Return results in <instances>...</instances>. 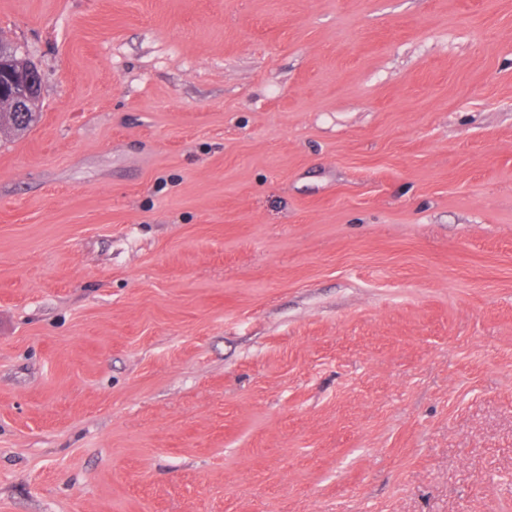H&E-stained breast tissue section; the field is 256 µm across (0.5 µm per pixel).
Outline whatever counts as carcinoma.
Returning a JSON list of instances; mask_svg holds the SVG:
<instances>
[{"label": "carcinoma", "mask_w": 512, "mask_h": 512, "mask_svg": "<svg viewBox=\"0 0 512 512\" xmlns=\"http://www.w3.org/2000/svg\"><path fill=\"white\" fill-rule=\"evenodd\" d=\"M37 76L36 68L22 57L18 48L7 42L0 47V130L7 127L21 133L37 124L40 118L41 87H36L26 102L27 111L18 112L13 109V94L17 83H32Z\"/></svg>", "instance_id": "obj_1"}]
</instances>
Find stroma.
<instances>
[{"label":"stroma","mask_w":512,"mask_h":512,"mask_svg":"<svg viewBox=\"0 0 512 512\" xmlns=\"http://www.w3.org/2000/svg\"><path fill=\"white\" fill-rule=\"evenodd\" d=\"M0 512H512V0H0ZM38 75L36 68L22 57L17 47L4 42L1 48L0 40V130L7 127L21 133L37 124L41 114L39 112L41 83L37 85L34 92L32 90L35 86L31 88L30 85ZM18 81H28L18 85L17 88L16 105L20 112L13 109V94ZM31 92V97L27 101ZM24 103L29 112L25 111Z\"/></svg>","instance_id":"1"}]
</instances>
